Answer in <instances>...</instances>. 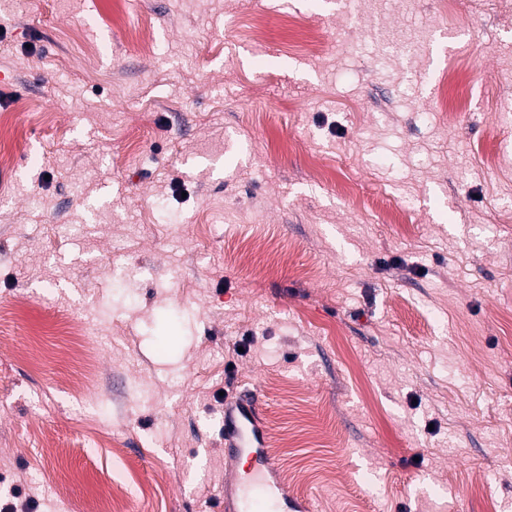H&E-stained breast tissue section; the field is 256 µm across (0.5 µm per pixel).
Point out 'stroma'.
Instances as JSON below:
<instances>
[{
    "instance_id": "1",
    "label": "stroma",
    "mask_w": 512,
    "mask_h": 512,
    "mask_svg": "<svg viewBox=\"0 0 512 512\" xmlns=\"http://www.w3.org/2000/svg\"><path fill=\"white\" fill-rule=\"evenodd\" d=\"M123 2L0 12V491L216 512L248 388L312 512H512V0Z\"/></svg>"
}]
</instances>
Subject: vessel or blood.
I'll return each mask as SVG.
<instances>
[{"mask_svg": "<svg viewBox=\"0 0 512 512\" xmlns=\"http://www.w3.org/2000/svg\"><path fill=\"white\" fill-rule=\"evenodd\" d=\"M221 512H309L307 499L284 482L268 444L263 410L255 397L224 400V495Z\"/></svg>", "mask_w": 512, "mask_h": 512, "instance_id": "vessel-or-blood-1", "label": "vessel or blood"}]
</instances>
